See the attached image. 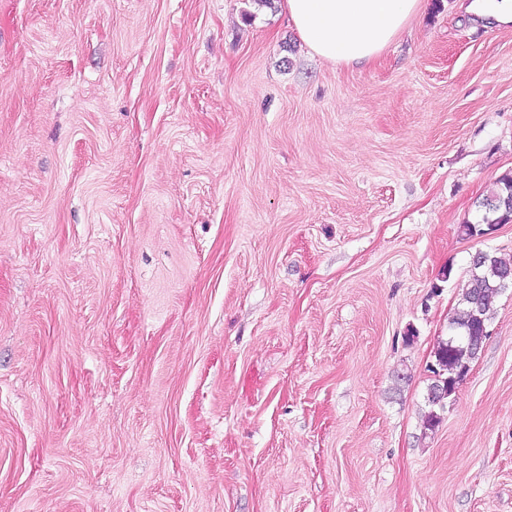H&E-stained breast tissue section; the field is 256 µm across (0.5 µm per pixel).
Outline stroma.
Wrapping results in <instances>:
<instances>
[{"label":"stroma","mask_w":512,"mask_h":512,"mask_svg":"<svg viewBox=\"0 0 512 512\" xmlns=\"http://www.w3.org/2000/svg\"><path fill=\"white\" fill-rule=\"evenodd\" d=\"M507 174L456 0L353 67L278 0H0V512H512V289L422 424ZM498 183V189L482 203L484 213L481 219L477 223L467 222L461 225L460 232L462 234L474 237L484 234L483 229L479 228L482 224L492 226L512 223V207L504 204L505 201L512 198V176H505Z\"/></svg>","instance_id":"stroma-1"}]
</instances>
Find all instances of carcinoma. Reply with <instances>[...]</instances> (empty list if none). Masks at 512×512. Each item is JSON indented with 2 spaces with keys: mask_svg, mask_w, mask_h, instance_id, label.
Wrapping results in <instances>:
<instances>
[{
  "mask_svg": "<svg viewBox=\"0 0 512 512\" xmlns=\"http://www.w3.org/2000/svg\"><path fill=\"white\" fill-rule=\"evenodd\" d=\"M510 199L511 175L501 178L498 189L483 201L484 213L481 219L476 223L461 225L460 232L474 237L483 233V224H511L512 207L505 205ZM511 285V259L482 251L477 260L470 262L468 279L450 323L451 333L438 342L434 352L435 363L430 367L434 379L427 393L432 411L424 422L425 429H431L438 422L437 411L446 407L447 397L456 392L469 372L470 363L477 357L488 335L487 324L491 318L493 300Z\"/></svg>",
  "mask_w": 512,
  "mask_h": 512,
  "instance_id": "1",
  "label": "carcinoma"
}]
</instances>
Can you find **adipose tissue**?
<instances>
[{
	"instance_id": "obj_1",
	"label": "adipose tissue",
	"mask_w": 512,
	"mask_h": 512,
	"mask_svg": "<svg viewBox=\"0 0 512 512\" xmlns=\"http://www.w3.org/2000/svg\"><path fill=\"white\" fill-rule=\"evenodd\" d=\"M308 48L336 66L372 64L423 9V0H283Z\"/></svg>"
}]
</instances>
